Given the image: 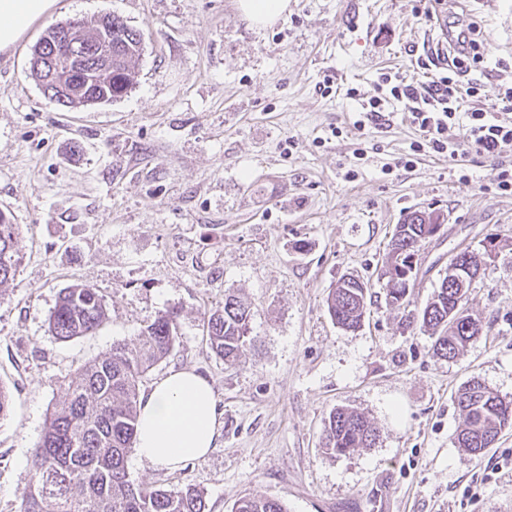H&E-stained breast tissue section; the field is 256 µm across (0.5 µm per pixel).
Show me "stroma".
Returning a JSON list of instances; mask_svg holds the SVG:
<instances>
[{
  "instance_id": "obj_1",
  "label": "stroma",
  "mask_w": 512,
  "mask_h": 512,
  "mask_svg": "<svg viewBox=\"0 0 512 512\" xmlns=\"http://www.w3.org/2000/svg\"><path fill=\"white\" fill-rule=\"evenodd\" d=\"M438 11L477 24L496 84V63L512 66V0H291L267 27L236 0H57L0 53V210L21 226L16 278L0 292V385L13 397L0 418V512H18L64 385L164 310L179 314L178 341L140 389L173 369L204 375L220 436L172 471L128 456L134 483L195 487L208 512L247 492L288 512H512V471L491 472L512 455V429L477 458L453 443L454 396L471 378L512 399V195L490 183L486 157L425 152L406 166L421 133L403 104L355 126L380 73L422 78ZM105 14L144 33L134 88L58 105L30 74L33 45L49 25ZM420 210L444 227L419 246L413 308L454 251L499 244L468 295L482 331L448 361L381 289L395 226ZM349 276L372 293L355 332L326 307ZM77 283L99 290L109 318L62 342L48 318ZM229 290L252 307L253 341L234 364L202 325ZM338 407L364 413L378 441L326 454L323 422ZM469 485L479 498L464 496Z\"/></svg>"
}]
</instances>
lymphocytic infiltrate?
<instances>
[{
  "instance_id": "lymphocytic-infiltrate-1",
  "label": "lymphocytic infiltrate",
  "mask_w": 512,
  "mask_h": 512,
  "mask_svg": "<svg viewBox=\"0 0 512 512\" xmlns=\"http://www.w3.org/2000/svg\"><path fill=\"white\" fill-rule=\"evenodd\" d=\"M473 24L460 25L449 37V64L436 65L426 80L383 72L377 93L363 108L357 128L376 121L386 104L403 103L412 124L422 134L411 145L412 152L424 149L449 157L457 156L459 145L468 152L494 160L490 179L496 187L512 193V80L500 79L488 87L474 72L484 61L474 38Z\"/></svg>"
}]
</instances>
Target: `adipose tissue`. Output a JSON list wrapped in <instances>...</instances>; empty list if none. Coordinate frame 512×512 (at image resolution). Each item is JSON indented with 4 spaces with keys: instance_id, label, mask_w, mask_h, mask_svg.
I'll return each instance as SVG.
<instances>
[{
    "instance_id": "1",
    "label": "adipose tissue",
    "mask_w": 512,
    "mask_h": 512,
    "mask_svg": "<svg viewBox=\"0 0 512 512\" xmlns=\"http://www.w3.org/2000/svg\"><path fill=\"white\" fill-rule=\"evenodd\" d=\"M56 0H0V52L13 49L28 29L50 14ZM219 436L212 386L189 369L170 372L139 402L135 454L140 463L174 469L205 456Z\"/></svg>"
}]
</instances>
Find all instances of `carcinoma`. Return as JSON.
Listing matches in <instances>:
<instances>
[{
	"label": "carcinoma",
	"instance_id": "1",
	"mask_svg": "<svg viewBox=\"0 0 512 512\" xmlns=\"http://www.w3.org/2000/svg\"><path fill=\"white\" fill-rule=\"evenodd\" d=\"M112 28V41L87 42L82 67L67 68L62 40L73 35ZM143 33L116 15H104L92 24L72 28V22L53 24L32 48L42 60L31 66L49 99L68 108L110 103L133 86V67L144 50ZM82 80L83 95L67 90ZM20 226L0 211V288L13 281ZM421 213L407 216L395 227L384 257L385 304L392 310L410 305L406 283L415 276L413 257L427 238ZM468 289L443 278L431 298L417 310L421 329L434 338L435 355L448 360L478 335L481 321L465 307ZM369 296L367 284L355 278L339 280L327 296V312L345 331L363 325ZM251 304L228 294L224 304L203 314L209 348L226 362L241 357L250 338ZM108 320L103 296L86 284H72L59 292L48 319L49 330L61 341L93 333ZM178 313L166 310L138 334L134 347L117 342L105 354L82 367L63 395L52 404L45 427L31 452V479L21 494L19 512H207L202 492L153 489L134 483L127 457L134 448L139 417V390L143 378L170 354L176 340ZM461 424L454 443L474 456L483 453L512 427V401L478 379H471L455 395ZM378 439L377 429L361 413L332 410L324 423L323 448L346 455L368 448ZM231 512H288L285 504L263 494L239 498Z\"/></svg>",
	"mask_w": 512,
	"mask_h": 512
}]
</instances>
